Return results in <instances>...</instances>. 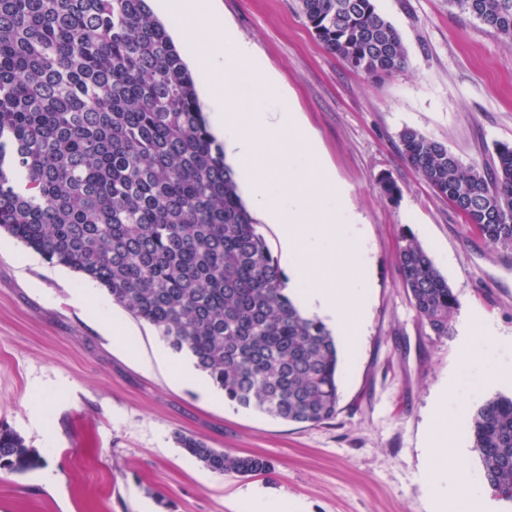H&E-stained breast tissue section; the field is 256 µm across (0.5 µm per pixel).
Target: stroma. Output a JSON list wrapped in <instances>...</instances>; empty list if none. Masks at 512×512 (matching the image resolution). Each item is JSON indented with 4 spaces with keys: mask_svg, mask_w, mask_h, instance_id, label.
Segmentation results:
<instances>
[{
    "mask_svg": "<svg viewBox=\"0 0 512 512\" xmlns=\"http://www.w3.org/2000/svg\"><path fill=\"white\" fill-rule=\"evenodd\" d=\"M407 51L402 71L377 79L350 69L305 23L298 0H215L226 25L280 78L284 96L256 86L254 106L291 101L304 129L367 224L371 307L351 364L339 370L335 418L290 424L233 403L203 401L180 375L184 356L150 325L109 302L127 335L102 331L71 301L84 281L0 232V425L38 456L0 472V512H239L254 485L302 512H431L422 449L439 395L460 432L449 483L482 488L473 411L512 393V249L489 246L405 162L412 127L464 165L484 167L512 145V40L448 0H376ZM387 177L396 200L378 186ZM411 232L457 295L447 335L417 315L397 260ZM497 338L485 340L483 321ZM269 460V471L216 473L178 438Z\"/></svg>",
    "mask_w": 512,
    "mask_h": 512,
    "instance_id": "stroma-1",
    "label": "stroma"
}]
</instances>
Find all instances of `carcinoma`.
I'll return each mask as SVG.
<instances>
[{"mask_svg": "<svg viewBox=\"0 0 512 512\" xmlns=\"http://www.w3.org/2000/svg\"><path fill=\"white\" fill-rule=\"evenodd\" d=\"M512 39V0H473ZM316 40L382 78L407 52L375 0H299ZM400 152L491 246L512 249V146L481 170L420 131ZM0 230L95 282L204 373L224 398L294 423L336 416L339 358L321 319L303 313L209 130L194 78L147 0H0ZM399 263L418 316L448 335L459 302L418 240ZM482 481L512 502V396L471 419ZM208 469H270L193 436ZM32 449L0 427V469Z\"/></svg>", "mask_w": 512, "mask_h": 512, "instance_id": "1", "label": "carcinoma"}]
</instances>
